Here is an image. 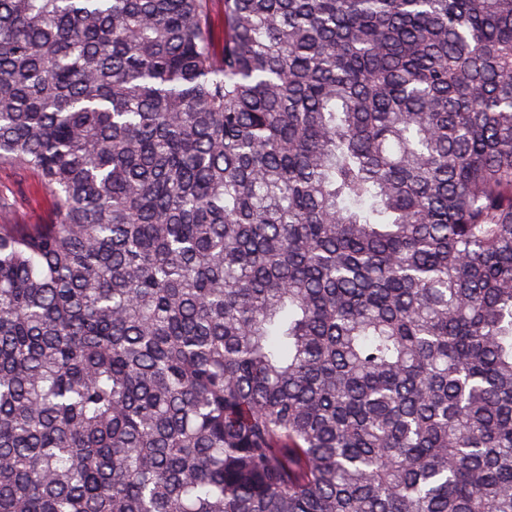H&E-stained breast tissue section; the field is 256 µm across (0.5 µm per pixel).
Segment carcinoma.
Instances as JSON below:
<instances>
[{
    "label": "carcinoma",
    "instance_id": "1",
    "mask_svg": "<svg viewBox=\"0 0 512 512\" xmlns=\"http://www.w3.org/2000/svg\"><path fill=\"white\" fill-rule=\"evenodd\" d=\"M0 0V512H512V0ZM19 176L10 167H0V195L8 196L11 201H14L13 207L3 212L2 219L22 224L32 219L41 209L48 210L51 201L34 174L23 176L25 182L22 190L19 191L17 186ZM29 198L31 201L27 203Z\"/></svg>",
    "mask_w": 512,
    "mask_h": 512
}]
</instances>
